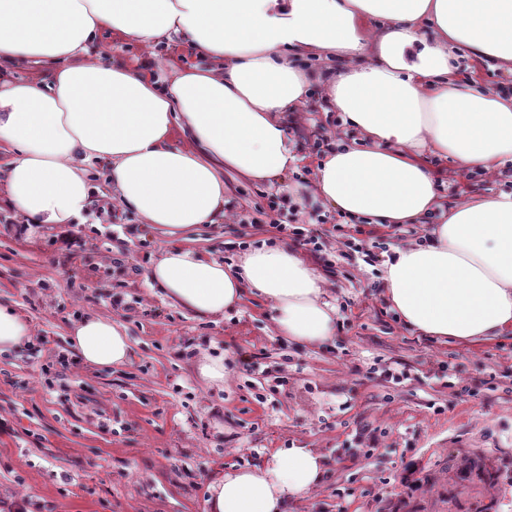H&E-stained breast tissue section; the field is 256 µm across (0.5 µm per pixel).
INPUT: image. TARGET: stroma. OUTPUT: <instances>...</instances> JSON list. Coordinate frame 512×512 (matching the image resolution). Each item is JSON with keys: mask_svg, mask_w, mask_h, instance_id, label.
Here are the masks:
<instances>
[{"mask_svg": "<svg viewBox=\"0 0 512 512\" xmlns=\"http://www.w3.org/2000/svg\"><path fill=\"white\" fill-rule=\"evenodd\" d=\"M98 49L166 81V56L198 58L182 44L146 49L103 34ZM341 115L313 93L290 136L302 158L282 186L230 179L227 212L256 223L311 224L338 213L312 193L314 171L336 140H352ZM165 244L119 205H93L82 223L26 230L0 202V304L31 323L21 349L0 354V499L30 512H206L216 474L251 466L271 448H314L324 482L288 512H512V337L462 343L405 328L381 296L380 264H323L339 312L334 342L278 336L274 312L246 300L201 317L150 289ZM90 314L122 323L130 364L93 369L77 358L72 325ZM220 355L222 388L196 372ZM65 356L63 375L42 369ZM258 364L244 375L240 357ZM407 374L399 387L379 364ZM374 432L366 454L358 436Z\"/></svg>", "mask_w": 512, "mask_h": 512, "instance_id": "stroma-1", "label": "stroma"}]
</instances>
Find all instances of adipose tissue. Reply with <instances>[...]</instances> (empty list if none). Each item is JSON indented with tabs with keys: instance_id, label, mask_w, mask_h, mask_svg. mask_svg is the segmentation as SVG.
<instances>
[{
	"instance_id": "1",
	"label": "adipose tissue",
	"mask_w": 512,
	"mask_h": 512,
	"mask_svg": "<svg viewBox=\"0 0 512 512\" xmlns=\"http://www.w3.org/2000/svg\"><path fill=\"white\" fill-rule=\"evenodd\" d=\"M105 32L144 47L179 40L208 64L173 69L162 87L89 57ZM461 47L512 67V0H0V63L51 65L39 82L0 79V196L26 226L71 224L93 203L87 164L106 165L112 202L168 238L149 287L209 317L252 296L280 336L322 344L336 307L299 254L263 243L227 265L182 239L223 223L226 176L271 185L297 169L288 122L316 83L362 137L317 164L319 197L356 220L421 223L441 201L426 156L463 171L512 159V97L461 78ZM304 55L324 68H298ZM382 295L406 328L438 340L512 335V193L448 206L428 241L394 248ZM70 336L86 365L130 359L112 318L84 317ZM325 473L317 450L280 448L212 479L207 512H286Z\"/></svg>"
}]
</instances>
